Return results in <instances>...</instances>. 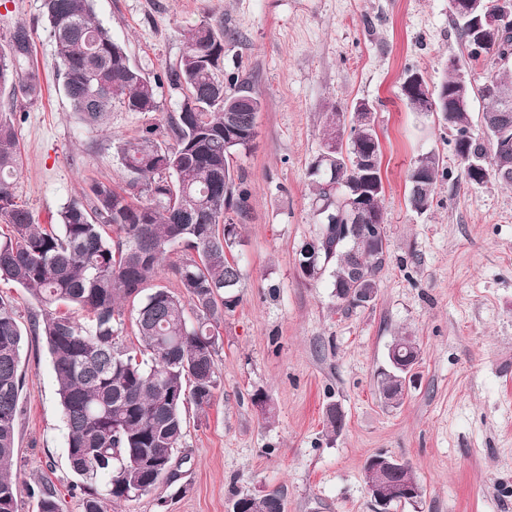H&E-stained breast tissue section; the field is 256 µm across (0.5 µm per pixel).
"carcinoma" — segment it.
Listing matches in <instances>:
<instances>
[{
  "label": "carcinoma",
  "instance_id": "1",
  "mask_svg": "<svg viewBox=\"0 0 512 512\" xmlns=\"http://www.w3.org/2000/svg\"><path fill=\"white\" fill-rule=\"evenodd\" d=\"M51 28L63 89L72 112L85 126L100 128L112 108L157 111V89L180 91V110L164 131L149 128L119 147L124 185L90 183L89 204L72 201L50 227L34 223L27 206L16 201L13 178L18 171L13 121L0 116V280L28 290L41 313L28 326L42 337L51 354L62 415L68 431L67 458L80 479L83 512H104L107 501H130L154 487L177 465L175 452L184 438L186 405L209 407L219 386L216 347L224 312L239 302L243 278L236 260L239 225L250 191L234 170L236 155L255 145V112L263 102L235 78H224L220 63L229 33L218 21L184 30L185 51L176 64L150 78L130 59L109 29L96 20L92 0H42ZM468 59L489 54L506 65L512 59V34L475 43L481 34L477 15L451 17ZM29 42L18 31L0 45V93L20 85L37 97L40 77L28 60ZM454 63L435 94L439 113L455 130L454 152L471 184L493 178L512 184V169L499 166L501 152L512 156V111H501V87L512 89V74L491 71L473 90ZM478 93L488 102L483 123L493 140L483 143L470 132L469 105L460 95ZM431 93L428 83L402 90L413 112ZM240 108L225 111V103ZM333 109L327 116L318 153L309 174L314 196L316 252L304 258L302 275L315 278L332 269L336 298L357 306L359 294L378 293L379 273L388 260L387 239L365 241L367 220L357 216L351 240L336 236L340 200L333 186L357 196L369 194V212L384 217L382 149L377 131L362 133L340 126ZM234 141H229V136ZM376 154L372 179L364 183L355 157ZM482 157L472 168L466 154ZM446 175L435 152L416 157L408 175V205L418 215L435 201L438 178ZM175 245L186 251L174 267L181 291L150 287L159 277L165 254ZM134 307L138 346L119 342L122 308ZM78 306L90 314L82 325L57 312ZM194 318H189L186 306ZM24 332L11 301L0 296V505L18 512L12 470L16 424L23 379L20 349ZM393 365L378 374L380 392L398 389ZM328 433L342 430L336 405L324 412ZM39 512H60L57 493L40 490ZM256 512H284L283 494L273 490Z\"/></svg>",
  "mask_w": 512,
  "mask_h": 512
}]
</instances>
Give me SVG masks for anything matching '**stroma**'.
Returning a JSON list of instances; mask_svg holds the SVG:
<instances>
[{
    "instance_id": "obj_1",
    "label": "stroma",
    "mask_w": 512,
    "mask_h": 512,
    "mask_svg": "<svg viewBox=\"0 0 512 512\" xmlns=\"http://www.w3.org/2000/svg\"><path fill=\"white\" fill-rule=\"evenodd\" d=\"M96 18L148 74L175 64L184 30L223 20L224 71L263 101L254 149L239 156L251 196L237 254L240 301L226 312L216 348L219 386L205 410L188 407L179 484L166 483L106 512H232L240 492L281 490L284 512H372L369 457L408 463L420 500L391 512H512V185L468 183L453 132L411 112L405 68L438 88L450 62L482 85L492 60L470 61L448 0H93ZM41 78L35 98L0 95L17 134L18 202L51 223L91 181L122 184L121 142L165 127L181 96L157 91L152 113L113 109L106 128L84 127L57 72L42 0L0 7V44L17 30ZM368 100L382 143L389 262L367 307L337 301L330 275L303 278L301 244L315 235L309 166L331 104ZM439 153L448 169L425 215L408 205L415 158ZM422 347L417 382L385 407L378 371L394 337ZM23 389L13 469L19 512H38L37 490L55 489L61 512H82L67 460L51 356L22 340ZM270 397L268 411L252 402ZM345 426L330 436L327 404Z\"/></svg>"
}]
</instances>
